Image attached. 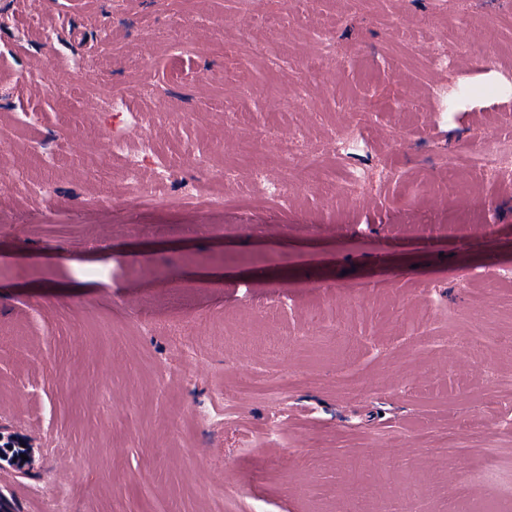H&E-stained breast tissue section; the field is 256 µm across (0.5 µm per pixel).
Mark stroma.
Wrapping results in <instances>:
<instances>
[{"instance_id": "35a3bbf8", "label": "stroma", "mask_w": 512, "mask_h": 512, "mask_svg": "<svg viewBox=\"0 0 512 512\" xmlns=\"http://www.w3.org/2000/svg\"><path fill=\"white\" fill-rule=\"evenodd\" d=\"M326 35L335 57L310 68ZM441 48L451 67H428ZM21 112L40 124L19 132ZM508 114L512 0H0V425L44 459L0 473L13 512H384L404 485L457 483L413 436L462 419L485 426L466 440L473 488L512 497V409L492 401L512 348H468L476 326L512 324L493 277L512 268V172L464 169L454 190L446 164ZM338 131L357 150L314 174L306 153L285 160L293 134ZM142 138L167 193L219 191L226 211L129 208L115 148ZM456 216L468 232L441 231ZM378 278L384 294L357 291Z\"/></svg>"}]
</instances>
